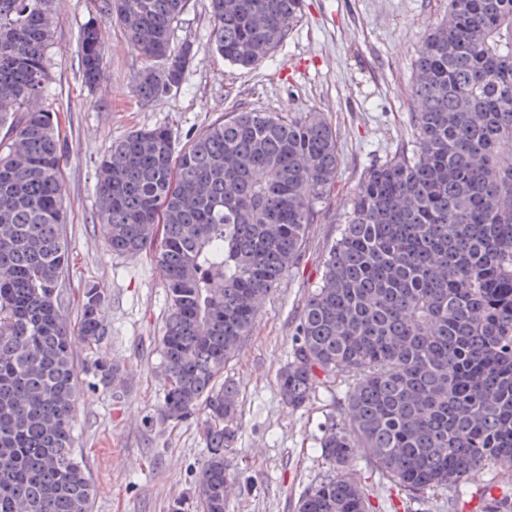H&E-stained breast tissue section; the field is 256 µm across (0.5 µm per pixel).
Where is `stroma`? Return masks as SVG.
<instances>
[{
	"label": "stroma",
	"instance_id": "stroma-1",
	"mask_svg": "<svg viewBox=\"0 0 512 512\" xmlns=\"http://www.w3.org/2000/svg\"><path fill=\"white\" fill-rule=\"evenodd\" d=\"M447 9L448 0H305L302 18L277 50L240 69L210 48L208 0H188L171 46L193 44L194 54L177 88L145 102L136 93L143 62L127 46L120 23L100 15L98 0H59L40 106L56 116L63 154L69 267L62 286L72 320L86 284L104 289L108 339L96 353L79 349L76 360L83 366L98 355L118 368L107 388L83 375L74 411L75 445L99 489L91 512H200L194 487L205 459L194 423L159 417L167 293L150 255L121 256L106 244L96 220L99 160L131 130L167 128L182 148L219 116L242 109L314 112L335 130L336 182L308 227L297 263L224 370L237 386L242 418L225 512H297L299 498L328 472L317 440L338 406L322 393L303 410L289 411L278 393V372L360 180L412 139L414 60L426 37L446 22ZM89 24L101 27L105 41V80L95 88L85 86L80 73L79 35ZM353 474L372 512H481L486 494L512 491V470L483 472L460 494L416 499L405 498L364 456H356Z\"/></svg>",
	"mask_w": 512,
	"mask_h": 512
}]
</instances>
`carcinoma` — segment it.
Returning <instances> with one entry per match:
<instances>
[{"label": "carcinoma", "mask_w": 512, "mask_h": 512, "mask_svg": "<svg viewBox=\"0 0 512 512\" xmlns=\"http://www.w3.org/2000/svg\"><path fill=\"white\" fill-rule=\"evenodd\" d=\"M57 0H0V512H89L74 448L75 348L107 338L106 294L82 290L72 328L59 131L34 106ZM187 0H101L146 63L138 96L178 86L193 47L171 48ZM303 0H210L212 50L248 69L298 20ZM102 29L80 34L85 85L104 78ZM412 144L359 182L278 374L291 411L319 392L329 472L298 512H370L356 450L408 497L512 467V0H448L419 48ZM339 168L314 113L230 112L178 150L138 129L98 164L97 219L113 253L153 252L169 309L160 416L195 421L202 512H224L241 422L224 366L300 253ZM108 387L112 362L93 361Z\"/></svg>", "instance_id": "cac0c4a2"}]
</instances>
